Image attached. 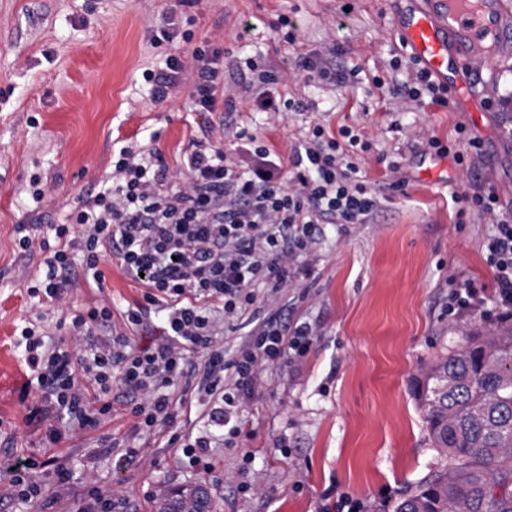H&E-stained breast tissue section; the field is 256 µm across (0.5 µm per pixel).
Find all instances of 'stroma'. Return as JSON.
I'll use <instances>...</instances> for the list:
<instances>
[{"mask_svg": "<svg viewBox=\"0 0 512 512\" xmlns=\"http://www.w3.org/2000/svg\"><path fill=\"white\" fill-rule=\"evenodd\" d=\"M397 9L396 0H0V488L14 477L11 464L23 460L33 481L57 489L55 473L41 466L45 427L25 422L30 371L13 345L17 324L30 320L49 343L65 344L59 323L73 310L109 305L119 327L141 297V285L112 257L102 265L104 284L81 278L65 302L39 303L27 288L41 255H20L15 245L16 225H32L39 240L49 225L65 222L111 172L118 143L159 149L176 174L191 140H205L218 124L225 151L244 123L283 155L314 125L334 133L347 126L370 144L358 162L382 203L373 223L321 225L305 287L274 299L286 319L313 324V345L292 366L264 372L237 447L215 440L211 470L182 452L200 427L201 357L192 352L175 390L185 404L152 463L126 455L132 417L119 400L96 429L64 432L54 445L70 473L61 498L1 500L0 512H78L94 491L122 494L129 512H158L160 484L169 491L205 486L214 512H322L340 501L347 512H392L436 470L414 380L465 332L498 323L490 304L458 321L448 320L445 307L449 275L493 284L485 261L491 219L476 212L457 219L451 195L481 186L497 195L499 212H512V157L500 153L494 177L485 176L498 130L512 129V58L492 65L481 123L454 107L414 106L404 71L389 66L403 52ZM283 13L296 26L295 44L270 27ZM164 30L170 38L162 42ZM213 46L236 59L270 60L282 75L280 97L313 102V109L273 120L244 96L234 111L198 112L186 85L154 101L144 70L163 67L168 55L188 60ZM311 53L356 77L338 86L307 79L296 63ZM461 125L483 141L465 172L451 158L464 147ZM393 160L401 163L395 173ZM35 178L45 190L38 203L31 198ZM104 437L117 449L99 453ZM244 463L261 474L262 494L239 491L234 476Z\"/></svg>", "mask_w": 512, "mask_h": 512, "instance_id": "stroma-1", "label": "stroma"}]
</instances>
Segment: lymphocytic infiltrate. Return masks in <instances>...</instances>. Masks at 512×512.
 I'll return each mask as SVG.
<instances>
[{"label": "lymphocytic infiltrate", "mask_w": 512, "mask_h": 512, "mask_svg": "<svg viewBox=\"0 0 512 512\" xmlns=\"http://www.w3.org/2000/svg\"><path fill=\"white\" fill-rule=\"evenodd\" d=\"M391 66L403 68L398 59ZM406 71L410 101L448 106L447 86L420 66ZM187 77L199 112L232 108L244 94L274 115L309 108L275 97L271 87L279 77L263 59L228 62L217 48L196 53L189 63L168 56L163 68L143 73L159 102ZM235 138L231 157L220 143H194L178 178L170 176L161 151L120 147L111 174L97 193L82 198L69 223L50 225L38 243L27 225L16 226L19 250L41 252L40 278L28 289L40 301L64 300L79 277L102 283V263L112 254L145 288L141 300L124 311L122 329L105 338L96 332L112 318L106 305L76 312L63 346L46 347L34 325L21 328L15 344L23 349L35 389L26 421L49 422L50 442L61 439L66 425L96 428L112 411L109 395L115 389L130 398L132 436H159L178 416L174 392L185 375L186 354L194 351L203 359L197 390L211 405L208 419L222 428L225 447H237L240 418L258 396L264 371L309 352L310 325L287 328L277 310L262 309L261 296L302 287L311 274L307 258L318 225L371 223L381 201L347 152L357 137L343 144L318 124L285 156L259 143L250 127H240ZM455 200L458 216L473 209L494 219L486 244L494 283L488 289L450 276L448 315L465 318L491 298L498 319L510 320L512 214L497 213L495 194L481 189L458 193ZM259 310L264 317L257 332L226 358L221 329ZM156 313L162 317L161 336L135 345L131 331L147 326Z\"/></svg>", "instance_id": "obj_1"}]
</instances>
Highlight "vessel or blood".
<instances>
[{"mask_svg":"<svg viewBox=\"0 0 512 512\" xmlns=\"http://www.w3.org/2000/svg\"><path fill=\"white\" fill-rule=\"evenodd\" d=\"M395 26L402 47L463 111H484L490 61L512 54V0H411Z\"/></svg>","mask_w":512,"mask_h":512,"instance_id":"1","label":"vessel or blood"}]
</instances>
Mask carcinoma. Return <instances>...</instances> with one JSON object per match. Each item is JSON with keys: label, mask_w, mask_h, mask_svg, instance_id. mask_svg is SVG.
<instances>
[{"label": "carcinoma", "mask_w": 512, "mask_h": 512, "mask_svg": "<svg viewBox=\"0 0 512 512\" xmlns=\"http://www.w3.org/2000/svg\"><path fill=\"white\" fill-rule=\"evenodd\" d=\"M415 397L445 464L393 512H512V325L475 329L416 378ZM160 512H213L205 490Z\"/></svg>", "instance_id": "carcinoma-1"}]
</instances>
